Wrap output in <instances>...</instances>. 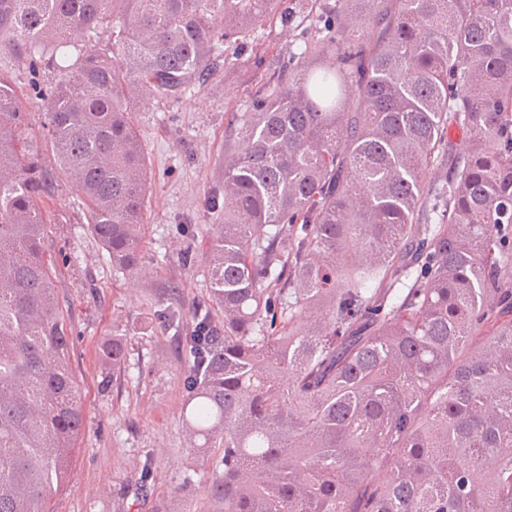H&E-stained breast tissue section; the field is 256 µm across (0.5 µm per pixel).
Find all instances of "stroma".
I'll return each mask as SVG.
<instances>
[{"label": "stroma", "instance_id": "1", "mask_svg": "<svg viewBox=\"0 0 512 512\" xmlns=\"http://www.w3.org/2000/svg\"><path fill=\"white\" fill-rule=\"evenodd\" d=\"M304 28L298 17L286 26L268 21L233 51L271 65L297 50ZM0 73L12 81L30 114V138L43 165L55 168L52 147L41 136L44 109L33 96L31 78L51 84L58 71L33 73L27 59L2 50ZM251 85L249 71H219L180 98L146 94L136 100L131 120L150 172L140 276L113 272L69 182L57 179L42 201L46 250L56 271L71 337L70 364L86 416L70 478L51 502L53 512H224L223 504L204 493L214 465L201 459L183 427L182 363L156 312L175 301L188 311L207 298V227L224 221L223 212L208 205L222 182L224 115L246 111ZM186 224L195 225L194 238L184 236ZM188 249L195 254L189 269L178 261ZM174 286L180 292L175 300L168 293ZM116 336L127 344L117 371L102 355ZM149 456L157 466L146 475L141 467ZM176 486L181 495H171Z\"/></svg>", "mask_w": 512, "mask_h": 512}]
</instances>
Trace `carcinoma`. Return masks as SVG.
Masks as SVG:
<instances>
[{"label":"carcinoma","mask_w":512,"mask_h":512,"mask_svg":"<svg viewBox=\"0 0 512 512\" xmlns=\"http://www.w3.org/2000/svg\"><path fill=\"white\" fill-rule=\"evenodd\" d=\"M224 118L207 303L157 313L224 512H512V0H324ZM286 0H0L58 172L0 74V512H50L85 427L40 207L61 176L112 269H142L132 92L169 99ZM112 28L72 54L68 35ZM459 130L458 150L450 133ZM305 323H297L299 314ZM112 370L124 337L103 350Z\"/></svg>","instance_id":"cac0c4a2"}]
</instances>
